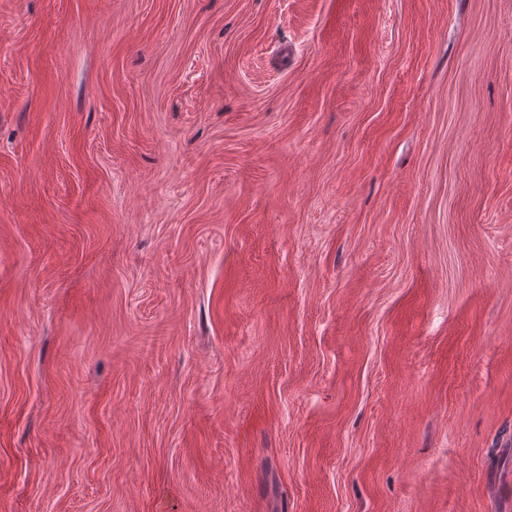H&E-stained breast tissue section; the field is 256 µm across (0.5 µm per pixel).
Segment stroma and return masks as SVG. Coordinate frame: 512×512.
<instances>
[{"mask_svg": "<svg viewBox=\"0 0 512 512\" xmlns=\"http://www.w3.org/2000/svg\"><path fill=\"white\" fill-rule=\"evenodd\" d=\"M0 512H512V0H0Z\"/></svg>", "mask_w": 512, "mask_h": 512, "instance_id": "stroma-1", "label": "stroma"}]
</instances>
